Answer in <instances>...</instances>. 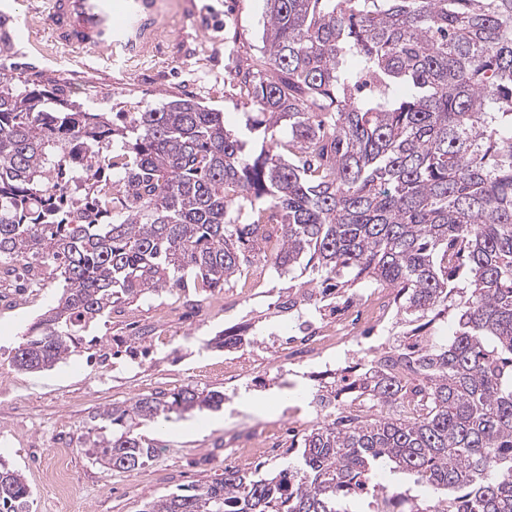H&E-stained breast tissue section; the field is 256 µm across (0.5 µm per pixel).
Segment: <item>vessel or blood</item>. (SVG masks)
<instances>
[{"label": "vessel or blood", "instance_id": "1", "mask_svg": "<svg viewBox=\"0 0 512 512\" xmlns=\"http://www.w3.org/2000/svg\"><path fill=\"white\" fill-rule=\"evenodd\" d=\"M54 38L74 53L105 61L141 56L161 34V0H48Z\"/></svg>", "mask_w": 512, "mask_h": 512}]
</instances>
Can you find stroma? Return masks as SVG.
Returning <instances> with one entry per match:
<instances>
[{"label": "stroma", "mask_w": 512, "mask_h": 512, "mask_svg": "<svg viewBox=\"0 0 512 512\" xmlns=\"http://www.w3.org/2000/svg\"><path fill=\"white\" fill-rule=\"evenodd\" d=\"M38 0H0V72L16 84L31 79L58 89L89 112H135L147 103L186 94L224 113L226 126H238L244 106L224 81L229 59L246 63L256 55L263 0H164L163 41L156 53L130 60L89 62L58 43L44 23ZM269 277L236 315L264 334L275 320L271 306L282 289L307 281ZM61 285L46 281L33 292H16L0 282V459L18 470L32 496L30 512H143L146 504L179 485L210 482L224 475L226 432L254 421L278 422L285 410L307 412L312 380L288 376L285 389L260 393L264 411L244 409L235 416L191 412L142 422L137 431L157 442L152 460L141 468L115 473L87 453L102 410L142 396L191 385L223 389L215 364L222 349L211 341L224 328V314L201 304L182 336L156 333L158 305L182 307L191 293L163 291L135 300L118 317L95 320L75 340L64 362L42 372L20 371L11 360L29 328L55 302ZM146 331L147 352L126 357L123 350L138 331ZM68 470L67 490L53 474Z\"/></svg>", "instance_id": "obj_1"}]
</instances>
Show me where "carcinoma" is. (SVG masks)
<instances>
[{
	"label": "carcinoma",
	"instance_id": "obj_1",
	"mask_svg": "<svg viewBox=\"0 0 512 512\" xmlns=\"http://www.w3.org/2000/svg\"><path fill=\"white\" fill-rule=\"evenodd\" d=\"M260 55L230 78L243 127L191 97L85 112L0 72V274L63 282L12 357L61 363L71 337L163 290L213 293L263 259L287 295L394 293L427 337L339 388L360 416L292 437L281 467L162 495L144 512H512V0H264ZM186 386L100 418L87 452L145 465L142 420L218 410ZM31 490L0 462V512Z\"/></svg>",
	"mask_w": 512,
	"mask_h": 512
}]
</instances>
